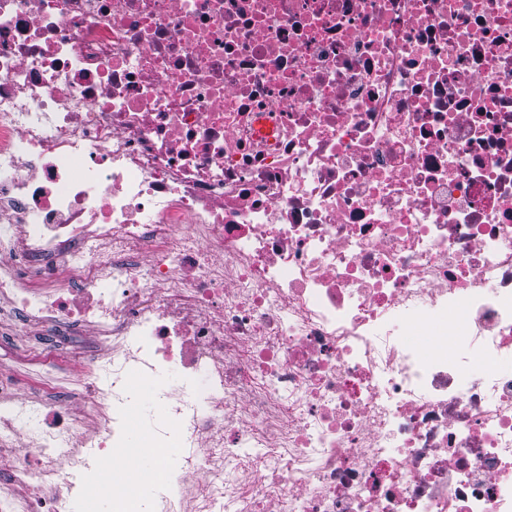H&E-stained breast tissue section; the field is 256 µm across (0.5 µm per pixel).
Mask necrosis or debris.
I'll return each mask as SVG.
<instances>
[{
    "instance_id": "necrosis-or-debris-1",
    "label": "necrosis or debris",
    "mask_w": 512,
    "mask_h": 512,
    "mask_svg": "<svg viewBox=\"0 0 512 512\" xmlns=\"http://www.w3.org/2000/svg\"><path fill=\"white\" fill-rule=\"evenodd\" d=\"M0 335V512H512V0H0Z\"/></svg>"
}]
</instances>
